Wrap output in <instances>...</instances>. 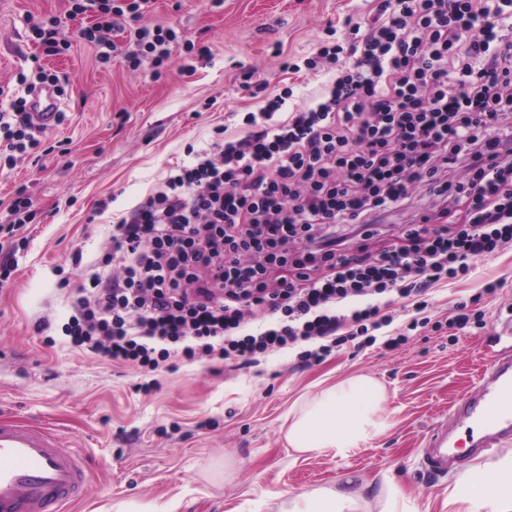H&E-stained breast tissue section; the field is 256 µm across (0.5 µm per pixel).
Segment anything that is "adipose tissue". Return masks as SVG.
<instances>
[{
    "label": "adipose tissue",
    "instance_id": "1",
    "mask_svg": "<svg viewBox=\"0 0 512 512\" xmlns=\"http://www.w3.org/2000/svg\"><path fill=\"white\" fill-rule=\"evenodd\" d=\"M386 399L384 385L366 375L304 394L284 418L289 449L311 457H348L388 429L381 415ZM360 507L357 495L316 489L281 501L278 512H359ZM448 512H512V451L461 471L448 492Z\"/></svg>",
    "mask_w": 512,
    "mask_h": 512
}]
</instances>
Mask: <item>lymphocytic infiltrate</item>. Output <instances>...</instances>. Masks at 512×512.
Instances as JSON below:
<instances>
[{
	"label": "lymphocytic infiltrate",
	"mask_w": 512,
	"mask_h": 512,
	"mask_svg": "<svg viewBox=\"0 0 512 512\" xmlns=\"http://www.w3.org/2000/svg\"><path fill=\"white\" fill-rule=\"evenodd\" d=\"M154 0H68L65 17L32 29L46 55L63 19L99 61L119 53L109 35L135 23L131 68L162 64L179 39L141 25ZM332 81L309 104L285 110L267 92L238 137L212 142L112 226L101 262L70 296V344L103 360L156 372L177 361L256 365L296 350L318 364L343 345L393 351L414 330H463L483 314L459 303L431 319L435 286L470 275V262L512 247V0H377L363 35L321 41L306 69ZM42 131L18 95L0 112L12 165ZM426 186L428 202L413 206ZM462 224L449 226L456 205ZM412 207L398 241L368 242L382 215ZM411 315L393 328L391 307Z\"/></svg>",
	"instance_id": "f902f5d3"
}]
</instances>
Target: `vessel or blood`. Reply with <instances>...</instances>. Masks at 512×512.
Returning a JSON list of instances; mask_svg holds the SVG:
<instances>
[{
  "label": "vessel or blood",
  "mask_w": 512,
  "mask_h": 512,
  "mask_svg": "<svg viewBox=\"0 0 512 512\" xmlns=\"http://www.w3.org/2000/svg\"><path fill=\"white\" fill-rule=\"evenodd\" d=\"M57 98L51 88L29 95L32 121L56 123ZM454 415L480 431L479 453L491 452L512 436V350L491 352L476 395L463 397ZM422 471L448 472V431L436 427L424 451ZM88 474L80 454L61 448L49 429L16 419H0V512H67L86 490Z\"/></svg>",
  "instance_id": "vessel-or-blood-1"
}]
</instances>
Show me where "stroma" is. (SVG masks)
<instances>
[{"instance_id": "stroma-1", "label": "stroma", "mask_w": 512, "mask_h": 512, "mask_svg": "<svg viewBox=\"0 0 512 512\" xmlns=\"http://www.w3.org/2000/svg\"><path fill=\"white\" fill-rule=\"evenodd\" d=\"M374 8L373 0H156L144 25H174L183 41L163 65L147 60L134 69L120 57L98 62L79 35L84 20L65 17L67 0H0V109L18 74L42 67L68 80L62 124L46 130L37 150L17 155L14 167H0V225L12 223L17 192L32 201L17 268L0 286V416L50 426L62 447L82 455L88 490L70 512L171 500L178 512H247L260 498L275 512L279 496L320 487L359 492L374 512L390 482L417 512H445L455 478L422 475L420 450L443 419L463 438L448 410L474 390L490 328L453 338L427 329L391 352L347 346L310 367L292 352L256 366L181 363L159 373L148 395L137 389V368L62 338L46 346L35 330L44 319L56 330L67 321L69 294L101 258L114 221L170 167L215 141L217 127L240 133L245 114L260 107L250 83L291 89L295 104L309 101L326 75L290 73L288 60L310 56L327 35L344 38L346 18L366 21ZM51 16L64 18L60 36L69 44L56 56L45 55L31 32ZM188 40L209 54L187 52ZM472 266L468 278L438 286V319L472 299L488 321L512 310V249ZM490 282L500 285L492 297L483 293ZM352 375L384 384L390 428L345 459L289 455L288 408L315 384Z\"/></svg>"}]
</instances>
